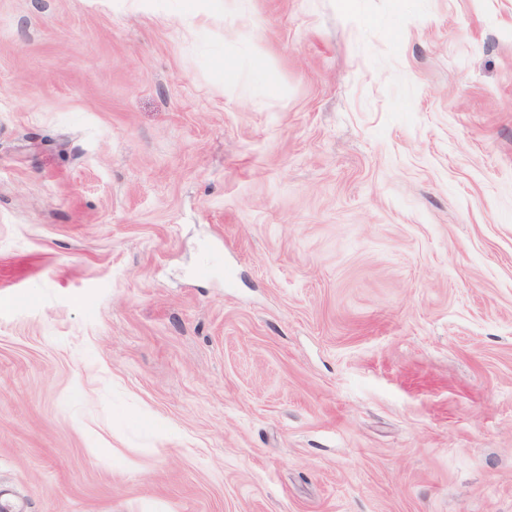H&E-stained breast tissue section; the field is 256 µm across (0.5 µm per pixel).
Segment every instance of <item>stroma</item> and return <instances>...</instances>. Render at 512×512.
<instances>
[{
  "label": "stroma",
  "instance_id": "obj_1",
  "mask_svg": "<svg viewBox=\"0 0 512 512\" xmlns=\"http://www.w3.org/2000/svg\"><path fill=\"white\" fill-rule=\"evenodd\" d=\"M0 512H512V0H0Z\"/></svg>",
  "mask_w": 512,
  "mask_h": 512
}]
</instances>
